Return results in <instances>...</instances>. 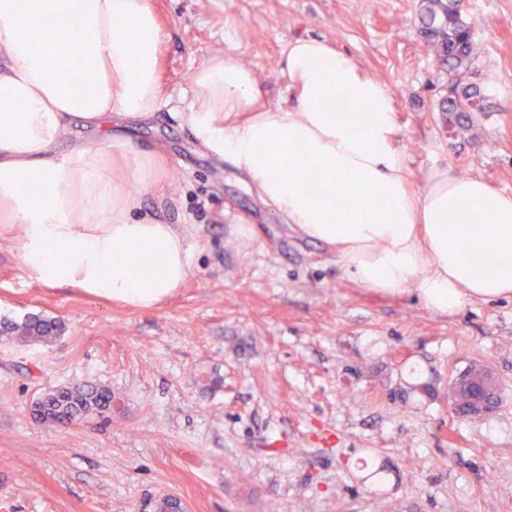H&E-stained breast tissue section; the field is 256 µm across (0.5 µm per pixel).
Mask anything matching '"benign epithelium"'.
<instances>
[{
	"mask_svg": "<svg viewBox=\"0 0 512 512\" xmlns=\"http://www.w3.org/2000/svg\"><path fill=\"white\" fill-rule=\"evenodd\" d=\"M501 400L498 378L493 370L475 364L448 385V401L469 419H478L493 413ZM152 512H186L184 503L175 496H165L152 503Z\"/></svg>",
	"mask_w": 512,
	"mask_h": 512,
	"instance_id": "1",
	"label": "benign epithelium"
}]
</instances>
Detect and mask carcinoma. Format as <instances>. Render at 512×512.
<instances>
[{"mask_svg": "<svg viewBox=\"0 0 512 512\" xmlns=\"http://www.w3.org/2000/svg\"><path fill=\"white\" fill-rule=\"evenodd\" d=\"M419 22L420 34L433 62L440 72L448 75L439 111L453 130L467 131L474 125L476 113L488 111L490 95L488 88L462 82V76L479 57L473 26L457 0H422ZM60 332L61 324L57 320L38 315L7 328L10 338L21 344H50L59 338ZM103 398H112V391L73 385L46 391L39 403L48 415L71 424L86 418Z\"/></svg>", "mask_w": 512, "mask_h": 512, "instance_id": "1", "label": "carcinoma"}]
</instances>
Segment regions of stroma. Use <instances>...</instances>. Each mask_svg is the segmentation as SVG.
Listing matches in <instances>:
<instances>
[{
    "instance_id": "stroma-1",
    "label": "stroma",
    "mask_w": 512,
    "mask_h": 512,
    "mask_svg": "<svg viewBox=\"0 0 512 512\" xmlns=\"http://www.w3.org/2000/svg\"><path fill=\"white\" fill-rule=\"evenodd\" d=\"M419 5L155 0L172 100L112 132L161 150L170 195H143L142 213L190 225L192 269L140 311L38 287L0 241V322L64 326L51 345L0 336V512H150L165 495L187 512H512V299L445 317L412 292L361 287L182 116L190 74L215 53L251 67L268 105L285 104L289 42L322 38L393 95L413 188L439 167L512 193V0H469L482 54L464 80L492 95L458 136L437 110ZM473 362L495 371L501 402L467 420L448 384ZM73 383L111 389L123 412L38 424L36 399Z\"/></svg>"
}]
</instances>
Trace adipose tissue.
<instances>
[{"mask_svg": "<svg viewBox=\"0 0 512 512\" xmlns=\"http://www.w3.org/2000/svg\"><path fill=\"white\" fill-rule=\"evenodd\" d=\"M162 39L153 0H0V238L17 235L40 286L149 310L189 275L188 227L140 213L166 185L159 152L103 139L168 104ZM284 70L294 104L270 107L251 68L207 60L184 115L194 140L361 287L414 290L442 316L512 299V194L442 169L413 190L393 97L330 42L292 40Z\"/></svg>", "mask_w": 512, "mask_h": 512, "instance_id": "ef3b65f1", "label": "adipose tissue"}]
</instances>
